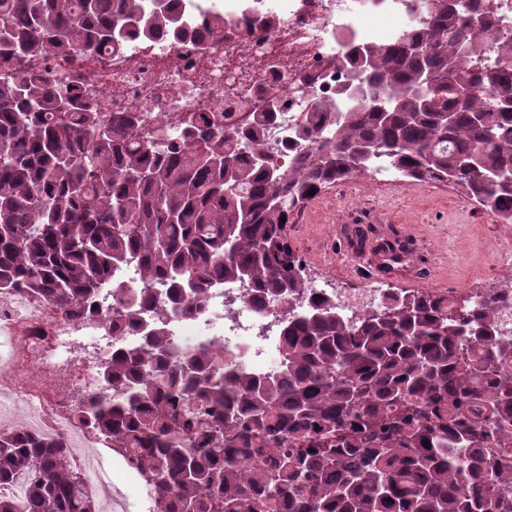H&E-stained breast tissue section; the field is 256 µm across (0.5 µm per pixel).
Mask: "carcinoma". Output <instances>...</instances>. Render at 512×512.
Listing matches in <instances>:
<instances>
[{"label":"carcinoma","instance_id":"carcinoma-1","mask_svg":"<svg viewBox=\"0 0 512 512\" xmlns=\"http://www.w3.org/2000/svg\"><path fill=\"white\" fill-rule=\"evenodd\" d=\"M418 4L419 27L341 57L379 107L350 99L326 141L312 113L296 135L310 158L284 169L263 141L272 112L143 139L136 113L104 120L28 65L114 53L133 30L179 38V16L143 0H0V54L16 68L0 80V289L80 320L124 264L165 288L163 302L150 288L119 299L112 335L137 327L134 309L156 322L102 364L112 399L83 414L151 484V512H512V339L498 336L495 298L457 311L446 295L393 294L388 317L357 326L313 300L284 324L281 373L264 379L219 374L206 352L175 358L164 327L221 279L257 300L303 296L282 218L355 175L356 147L369 150L362 173L384 157L512 224V37L476 0ZM423 40L429 53L407 48ZM423 72L435 83L415 96ZM383 243L394 263L412 254ZM20 475L25 512H92L63 443L0 433V485Z\"/></svg>","mask_w":512,"mask_h":512}]
</instances>
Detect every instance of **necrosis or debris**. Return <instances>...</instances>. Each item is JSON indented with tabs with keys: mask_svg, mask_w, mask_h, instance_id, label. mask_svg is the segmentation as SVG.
Masks as SVG:
<instances>
[{
	"mask_svg": "<svg viewBox=\"0 0 512 512\" xmlns=\"http://www.w3.org/2000/svg\"><path fill=\"white\" fill-rule=\"evenodd\" d=\"M186 28L179 40L128 39L120 53L72 50L37 66L64 90L89 92L104 115L134 112L141 136L184 129L199 117L219 128L244 124L260 97L278 92L275 120L264 131L269 152L287 166L285 146L310 113L335 118L347 102L337 90L349 78L340 62L353 45L398 38L413 19L407 0H224V33L213 32L207 0H171ZM144 287L138 263L112 272L97 298L99 316L77 321L25 288L0 292V432L63 442L81 476L94 512H111L98 491L123 476L143 507L150 489L126 457L113 455L105 469L104 437L85 425L80 408L105 400L101 365L113 350H134L154 325L152 313L137 311V331L112 336L102 320L116 306L114 284ZM282 297L261 305L247 283L218 282L189 314L170 311L165 328L180 353H213L216 371L248 370L264 378L283 363L282 327L320 295ZM68 368L65 383L54 382Z\"/></svg>",
	"mask_w": 512,
	"mask_h": 512,
	"instance_id": "1",
	"label": "necrosis or debris"
}]
</instances>
